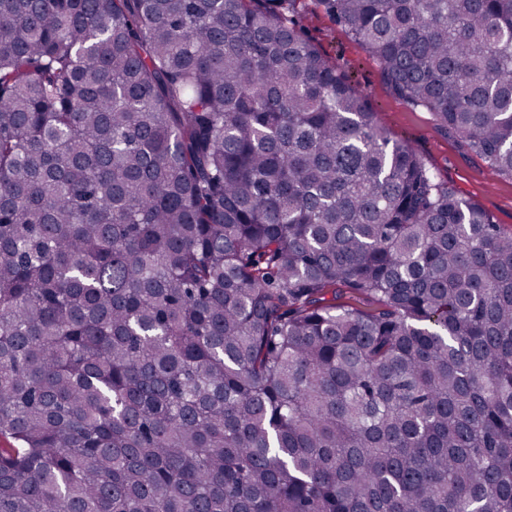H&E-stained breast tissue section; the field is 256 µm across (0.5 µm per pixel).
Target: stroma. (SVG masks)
I'll return each mask as SVG.
<instances>
[{"label":"stroma","instance_id":"35a3bbf8","mask_svg":"<svg viewBox=\"0 0 512 512\" xmlns=\"http://www.w3.org/2000/svg\"><path fill=\"white\" fill-rule=\"evenodd\" d=\"M291 18L367 99L388 137L409 143L436 181L485 210L504 231L512 230V176L489 179L490 168L436 117L410 107L384 81L376 61L343 26L310 0H294Z\"/></svg>","mask_w":512,"mask_h":512}]
</instances>
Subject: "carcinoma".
I'll return each instance as SVG.
<instances>
[{
	"label": "carcinoma",
	"mask_w": 512,
	"mask_h": 512,
	"mask_svg": "<svg viewBox=\"0 0 512 512\" xmlns=\"http://www.w3.org/2000/svg\"><path fill=\"white\" fill-rule=\"evenodd\" d=\"M315 2L512 176V0ZM291 3L0 0V512H512V231Z\"/></svg>",
	"instance_id": "cac0c4a2"
}]
</instances>
